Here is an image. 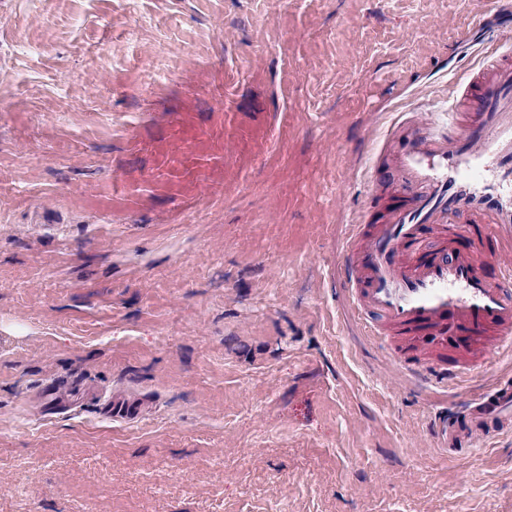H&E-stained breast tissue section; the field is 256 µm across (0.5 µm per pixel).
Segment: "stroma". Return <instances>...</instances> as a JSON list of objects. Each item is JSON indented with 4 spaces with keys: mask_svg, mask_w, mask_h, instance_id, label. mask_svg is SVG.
<instances>
[{
    "mask_svg": "<svg viewBox=\"0 0 512 512\" xmlns=\"http://www.w3.org/2000/svg\"><path fill=\"white\" fill-rule=\"evenodd\" d=\"M481 39L511 42L512 13L0 0V512H512V435L451 455L438 433L512 358L410 381L342 285L378 145L447 108ZM223 103L252 125L204 203L158 158Z\"/></svg>",
    "mask_w": 512,
    "mask_h": 512,
    "instance_id": "35a3bbf8",
    "label": "stroma"
}]
</instances>
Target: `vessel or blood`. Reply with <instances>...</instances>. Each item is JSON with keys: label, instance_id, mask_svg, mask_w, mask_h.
Instances as JSON below:
<instances>
[{"label": "vessel or blood", "instance_id": "vessel-or-blood-1", "mask_svg": "<svg viewBox=\"0 0 512 512\" xmlns=\"http://www.w3.org/2000/svg\"><path fill=\"white\" fill-rule=\"evenodd\" d=\"M452 116L402 120L374 160L368 194L343 256L344 284L368 335L382 338L408 375L448 381L512 349V50L488 43L455 80ZM221 150L180 139L164 170L212 185L187 158L223 165L245 136L224 115ZM512 431V383L495 384L447 425L449 451Z\"/></svg>", "mask_w": 512, "mask_h": 512}]
</instances>
